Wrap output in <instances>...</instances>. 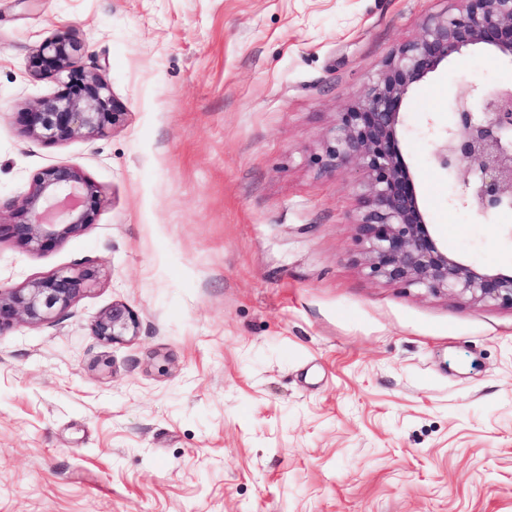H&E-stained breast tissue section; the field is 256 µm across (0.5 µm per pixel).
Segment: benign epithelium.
Wrapping results in <instances>:
<instances>
[{"label": "benign epithelium", "mask_w": 512, "mask_h": 512, "mask_svg": "<svg viewBox=\"0 0 512 512\" xmlns=\"http://www.w3.org/2000/svg\"><path fill=\"white\" fill-rule=\"evenodd\" d=\"M457 2L454 9L427 16L421 35L391 53L365 94L339 113L317 161L324 171L353 162L363 173L356 225L369 277L512 308V270L466 263L438 242L400 150L410 131L403 102L431 73L475 48L512 63V0ZM83 48L72 37L47 38L36 47L34 75H63L65 89L22 113L29 137L53 143L90 138L121 120L106 71L79 65ZM430 161L446 175L464 163L472 167L473 178L464 181L461 194L467 206L481 213L512 207V88L485 86L458 97ZM99 203L97 187L79 167H48L33 177L11 219L0 221V238L31 252L46 251L81 236L94 223ZM96 278V270L85 268L36 278L22 288H0V331L17 322H50ZM94 332L104 342H119L137 335L138 320L127 305L114 303L100 315Z\"/></svg>", "instance_id": "1"}]
</instances>
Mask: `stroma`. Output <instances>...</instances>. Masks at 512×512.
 Listing matches in <instances>:
<instances>
[{
  "label": "stroma",
  "instance_id": "stroma-1",
  "mask_svg": "<svg viewBox=\"0 0 512 512\" xmlns=\"http://www.w3.org/2000/svg\"><path fill=\"white\" fill-rule=\"evenodd\" d=\"M451 0H0V217L42 169L79 166L101 205L79 237L0 240V287L93 268L39 325L0 331V512H512V309L368 277L362 174L316 162L340 112ZM76 35L121 122L65 143L19 114ZM512 86L481 49L405 100L402 144L449 253L512 268L502 213L458 204L466 168L430 122ZM138 317L93 332L113 303ZM94 332L107 343L123 341L128 336H137L138 320L127 305L113 303L96 321Z\"/></svg>",
  "mask_w": 512,
  "mask_h": 512
}]
</instances>
